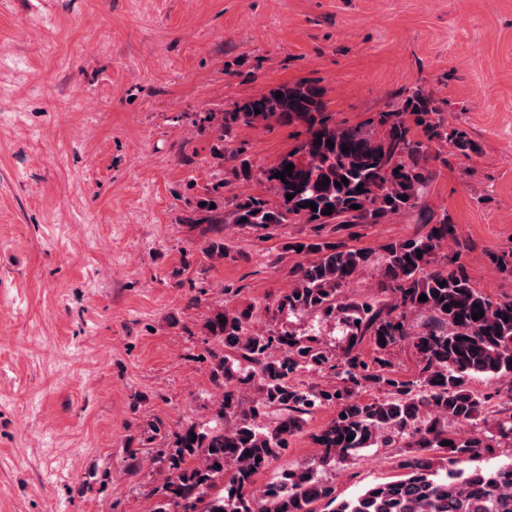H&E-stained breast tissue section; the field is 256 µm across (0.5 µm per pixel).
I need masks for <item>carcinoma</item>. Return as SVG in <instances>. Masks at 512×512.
Listing matches in <instances>:
<instances>
[{"mask_svg":"<svg viewBox=\"0 0 512 512\" xmlns=\"http://www.w3.org/2000/svg\"><path fill=\"white\" fill-rule=\"evenodd\" d=\"M269 121L306 129L297 148L263 171L276 200L246 195L226 214L224 187L230 180L220 178L205 185L183 223L204 225L201 251L212 261L227 255L226 219L262 230L292 221L315 225L319 240L291 245L311 259L298 267L297 283L279 299L276 311L339 318L350 330V342L339 364L312 338L256 331L249 313L222 305L212 309L204 330L220 345L208 355L212 381L224 388L215 410L224 426L208 432L193 423L171 432L154 426L163 447L153 460L164 476L153 490L157 499L151 512H316L314 504L321 500L331 506L329 512H512V462L489 469L467 467L497 440L512 441V416L492 422L485 416L494 399L512 404V296L493 299L476 288L459 252L447 251L448 242L456 239L448 212L437 215L419 208L433 175L432 144L449 142L466 155L473 150L467 133L448 128L442 112L421 91L365 125L342 126L328 112L324 88L299 82L275 86L223 113L217 139L224 140L237 124ZM345 147L349 152H342ZM226 157L235 161L228 171L233 179L249 177L251 164L242 151L216 155ZM289 163L294 165L292 176L274 177ZM343 177L348 183L341 182ZM288 194L293 198L287 199ZM329 205L331 214H323ZM416 210L422 223L431 225L427 233L383 246L381 287L388 299L355 302L342 297L356 274L372 265L373 253L328 241L325 229L336 233L351 224H380ZM423 294L425 301L419 300ZM480 312L483 316L473 319ZM412 315L425 317L416 332L409 323ZM367 337L381 352L410 342L418 376L394 378L382 371L384 359H361L355 349ZM305 368L335 370L339 382L329 389L303 388L293 378ZM478 374L507 379L509 387L478 393L469 386ZM368 387L385 388L387 397L361 399ZM251 388L256 397L247 402L244 394ZM323 405L335 406L336 414L312 435L320 448L319 464L339 463L364 448L389 447L405 434L410 451L397 462L403 477L340 502L314 466L288 469L272 485L256 488L255 475L288 448L301 431L302 416ZM272 414L273 422L259 424ZM479 421L483 426L465 438L449 431L453 423Z\"/></svg>","mask_w":512,"mask_h":512,"instance_id":"carcinoma-1","label":"carcinoma"}]
</instances>
